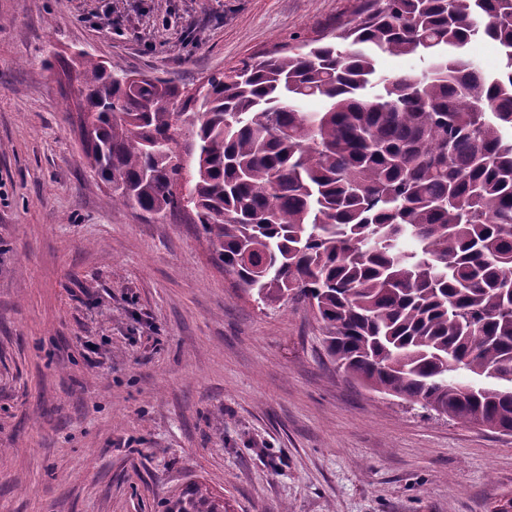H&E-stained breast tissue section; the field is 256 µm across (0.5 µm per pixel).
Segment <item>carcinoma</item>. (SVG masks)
Instances as JSON below:
<instances>
[{"mask_svg": "<svg viewBox=\"0 0 512 512\" xmlns=\"http://www.w3.org/2000/svg\"><path fill=\"white\" fill-rule=\"evenodd\" d=\"M478 39L498 71L465 58ZM381 54L430 66L386 76ZM58 63L112 203L191 210L255 302L308 304L348 377L512 434V0H364L331 40L189 92L87 54ZM163 512L227 508L194 483Z\"/></svg>", "mask_w": 512, "mask_h": 512, "instance_id": "cac0c4a2", "label": "carcinoma"}]
</instances>
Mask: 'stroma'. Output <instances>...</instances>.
Masks as SVG:
<instances>
[{
	"mask_svg": "<svg viewBox=\"0 0 512 512\" xmlns=\"http://www.w3.org/2000/svg\"><path fill=\"white\" fill-rule=\"evenodd\" d=\"M0 0V512H512V434L347 378L304 305L259 308L191 213L112 202L77 131L79 52L197 84L360 0ZM163 512H226L224 497L215 495L203 483H194L166 501Z\"/></svg>",
	"mask_w": 512,
	"mask_h": 512,
	"instance_id": "stroma-1",
	"label": "stroma"
}]
</instances>
